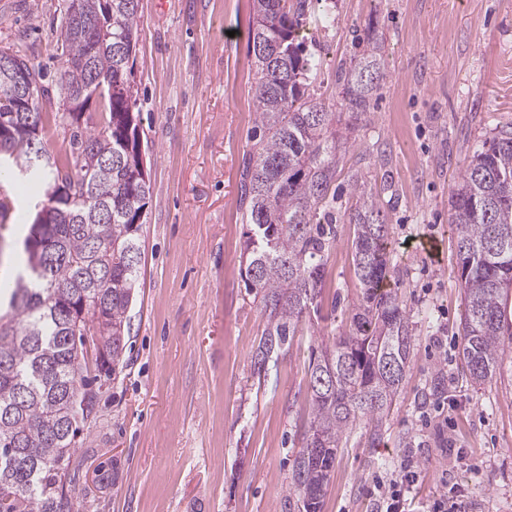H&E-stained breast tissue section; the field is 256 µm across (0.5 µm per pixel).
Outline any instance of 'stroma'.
<instances>
[{
  "label": "stroma",
  "instance_id": "1",
  "mask_svg": "<svg viewBox=\"0 0 512 512\" xmlns=\"http://www.w3.org/2000/svg\"><path fill=\"white\" fill-rule=\"evenodd\" d=\"M60 2L0 0V47L56 70ZM331 12L332 27L305 30L323 60L318 95L340 102L337 72L363 52L354 32L368 25L389 75L347 133L322 295L258 378L251 354L267 318L245 286L239 207L257 125L252 0H140L132 83L152 193L130 360L77 439L75 512H282L311 413V356L361 296L343 218L354 172L387 216L415 346L388 415L345 432L322 512H380L379 484L410 461L420 480L400 512L440 498L457 512H512V342L492 379L466 373L449 227L469 156L512 130V0H333Z\"/></svg>",
  "mask_w": 512,
  "mask_h": 512
}]
</instances>
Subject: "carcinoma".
Listing matches in <instances>:
<instances>
[{"label": "carcinoma", "instance_id": "carcinoma-1", "mask_svg": "<svg viewBox=\"0 0 512 512\" xmlns=\"http://www.w3.org/2000/svg\"><path fill=\"white\" fill-rule=\"evenodd\" d=\"M320 3L252 0L248 43L262 135L244 162L239 203L249 224L245 282L267 314L253 354L259 378L320 297L335 239L336 113L315 93L302 34L313 14L331 23L327 11L315 13ZM139 25V0H79L77 14L61 15L55 89L40 65L13 52L39 87L24 112L0 71V180L36 199L23 239L29 277L0 280V512H73L79 468L70 451L96 415L101 379L125 364L151 190L130 82ZM364 39L359 62L337 73L350 125L367 115L387 77L381 45L369 29ZM31 117L39 120L32 139ZM60 125L71 127L69 148L51 152L45 134ZM350 187L362 295L348 329L309 363L311 417L284 512H321L343 434L359 420L382 421L414 350L410 311L390 289L386 217L356 172ZM451 210L465 305L460 356L471 378L484 382L502 358V337H512L511 133L473 151ZM77 323L98 336L91 354L76 345Z\"/></svg>", "mask_w": 512, "mask_h": 512}]
</instances>
